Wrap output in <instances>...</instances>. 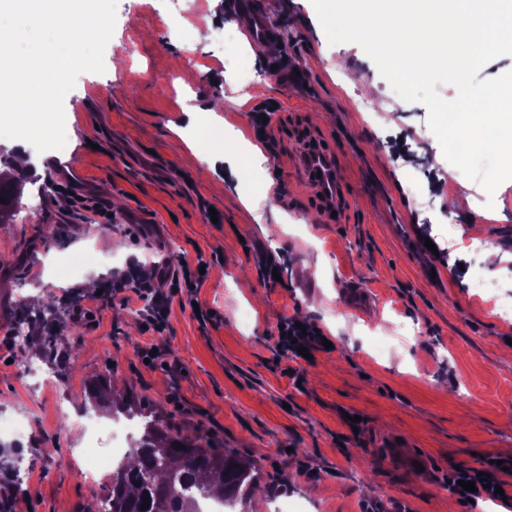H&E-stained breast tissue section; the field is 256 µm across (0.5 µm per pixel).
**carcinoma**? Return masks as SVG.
<instances>
[{
    "mask_svg": "<svg viewBox=\"0 0 512 512\" xmlns=\"http://www.w3.org/2000/svg\"><path fill=\"white\" fill-rule=\"evenodd\" d=\"M0 224L14 223L22 206V184L0 178ZM64 326L42 337L49 359L65 354ZM88 396L102 409L146 419L141 438L109 477L106 494L95 512H199L198 503L217 498L229 507L247 500L258 486L260 472L236 453L213 448L199 436L172 435L157 416L122 398L112 382H94ZM150 501L141 510L142 499Z\"/></svg>",
    "mask_w": 512,
    "mask_h": 512,
    "instance_id": "obj_1",
    "label": "carcinoma"
}]
</instances>
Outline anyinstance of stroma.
<instances>
[{"label":"stroma","mask_w":512,"mask_h":512,"mask_svg":"<svg viewBox=\"0 0 512 512\" xmlns=\"http://www.w3.org/2000/svg\"><path fill=\"white\" fill-rule=\"evenodd\" d=\"M265 2L288 49L285 77L252 58L246 29L235 43H197L204 17L235 29L223 0H117L105 71L79 75L64 98L65 147L27 149L43 174L23 176V208L0 227V338L20 309L50 304L71 353L36 387L24 367L41 356L0 341V417L30 432H0V487L30 512H87L102 493L104 476L86 473L80 418L67 417L94 379L171 432L251 460L263 491L246 512H275L284 499L299 512H486L449 492L448 473L512 458V316L472 287L483 279L512 304V180L490 193L443 160L426 107L400 98L358 44L329 43L310 0ZM236 54L264 95H246L225 69ZM265 99L279 104L266 128L273 149L242 154L224 136L248 133ZM305 136L335 159V204L304 173ZM92 141L98 153H87ZM205 155L229 159L223 193L210 188ZM63 171L73 195L109 206L114 227L68 224L55 190ZM452 193L461 210H449ZM211 208L223 223L209 222ZM133 213L144 223H128ZM488 241L503 256L494 268ZM167 258L205 261L208 273L195 305L172 303L163 335L143 332L135 300L73 314L83 279L154 271ZM267 258L282 283L259 276ZM357 284L370 301L355 312L345 291ZM289 317L316 324L330 348L309 362L279 355ZM151 345L181 373L145 363ZM411 456L423 471L405 466Z\"/></svg>","instance_id":"35a3bbf8"}]
</instances>
